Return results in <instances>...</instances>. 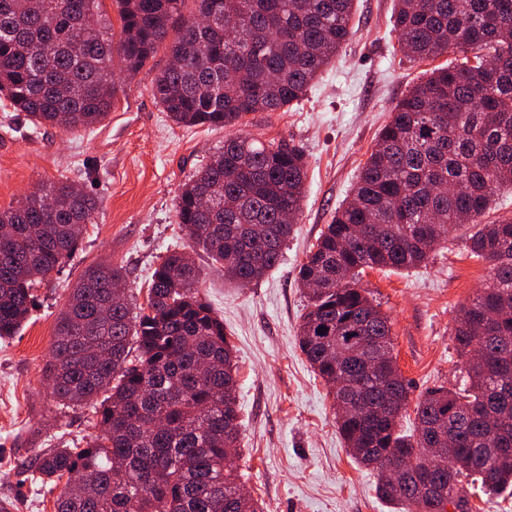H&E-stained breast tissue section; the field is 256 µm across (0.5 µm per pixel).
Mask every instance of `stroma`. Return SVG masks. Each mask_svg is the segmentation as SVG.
<instances>
[{
    "instance_id": "35a3bbf8",
    "label": "stroma",
    "mask_w": 512,
    "mask_h": 512,
    "mask_svg": "<svg viewBox=\"0 0 512 512\" xmlns=\"http://www.w3.org/2000/svg\"><path fill=\"white\" fill-rule=\"evenodd\" d=\"M394 7V0H356L351 40L304 99L285 112L247 117L244 133L286 138L305 154V199L279 265L240 287L207 257L198 259L200 289L236 350L242 425L235 466L262 512H391L376 495V471L349 456L333 396L298 347L307 298L297 272L348 201L396 103L425 72L450 60L406 58L393 30ZM166 64L162 47L133 80H120L110 115L90 131L36 130L24 113L0 109V209L60 178L100 200L80 249L39 288L40 305L20 336L0 341V512H54L53 495L31 488L27 462L98 431L94 408L59 405L43 374L56 318L79 276L111 261L126 273L127 301L140 305L161 257L190 244L177 220L178 195L223 146L225 131L179 126L166 116L152 92ZM488 277V263L471 255L461 229L419 267L363 270L361 288L391 320L410 402L430 388L460 384L454 318Z\"/></svg>"
}]
</instances>
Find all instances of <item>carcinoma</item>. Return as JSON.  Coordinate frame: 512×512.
<instances>
[{"mask_svg":"<svg viewBox=\"0 0 512 512\" xmlns=\"http://www.w3.org/2000/svg\"><path fill=\"white\" fill-rule=\"evenodd\" d=\"M114 2L116 45L100 0H0V95L37 128L90 129L112 111L115 68L138 72L175 32L154 97L176 124L232 130L183 187L179 224L225 278L260 280L293 233L283 213L302 209L306 162L283 138L235 129L306 95L349 41L354 0H197L192 17L185 0ZM228 26L237 28L232 42ZM393 28L411 60L458 59L398 102L352 199L301 264L311 289L298 343L330 389L342 378L354 386L370 421L348 413L339 431L355 462L395 467L378 479L382 500L397 512H447L407 478L421 463L425 426L447 414L459 442L439 477L453 512H473V485L484 494L512 487V217L483 223L494 192L512 187V0H398ZM98 211L95 196L62 179L0 210V340L22 329L37 286L77 250ZM463 228L471 254L490 267L486 287L457 313L464 383L428 390L405 434V379L395 364L368 372L359 351L368 341L392 354V324L358 276L415 268ZM200 277L191 254L167 252L134 312L114 299L123 268L100 263L80 275L57 317L45 379L67 407L107 397L95 437L32 464V484L62 487L55 512H260L238 494L237 363Z\"/></svg>","mask_w":512,"mask_h":512,"instance_id":"obj_1","label":"carcinoma"}]
</instances>
